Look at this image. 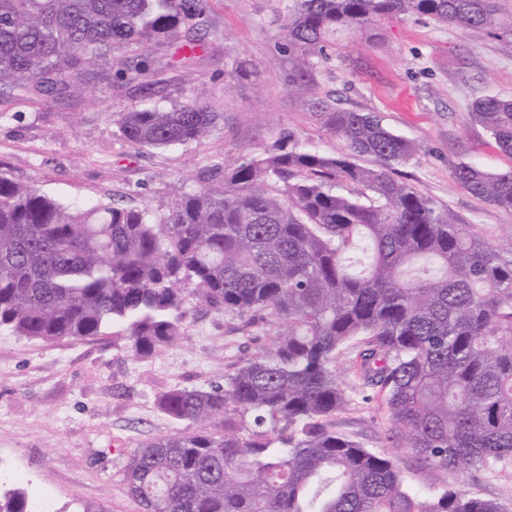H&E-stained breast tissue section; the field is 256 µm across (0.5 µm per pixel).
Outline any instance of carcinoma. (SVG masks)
I'll return each instance as SVG.
<instances>
[{"label":"carcinoma","instance_id":"cac0c4a2","mask_svg":"<svg viewBox=\"0 0 512 512\" xmlns=\"http://www.w3.org/2000/svg\"><path fill=\"white\" fill-rule=\"evenodd\" d=\"M202 12V0H0V100L65 99L117 49L177 44L193 60L204 45L182 32ZM401 15L512 35L496 0H294L284 28L305 56ZM146 72L137 55L115 78L162 94ZM316 109L348 153L291 147L286 132L261 155L204 170L207 187L163 213L65 206L0 174V329L52 342L118 326L146 358L177 343L184 282L245 326L276 328L271 347L224 385L160 396L169 416L199 429L131 458L127 489L143 512H505L452 490L421 499L393 459L327 424L348 403L336 356L353 347L358 388L386 392L391 447L414 453L428 475L512 466V247L467 233L397 178L416 146L381 116ZM219 117L185 103L119 122L129 142L158 150L201 142ZM472 117L512 156V99L479 100ZM455 179L512 210V172L462 164ZM231 406L253 417L246 439ZM0 512L34 507L17 487L0 493Z\"/></svg>","mask_w":512,"mask_h":512}]
</instances>
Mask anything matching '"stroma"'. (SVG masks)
Wrapping results in <instances>:
<instances>
[{"mask_svg":"<svg viewBox=\"0 0 512 512\" xmlns=\"http://www.w3.org/2000/svg\"><path fill=\"white\" fill-rule=\"evenodd\" d=\"M203 3L193 31L205 48L201 59L182 61L171 47L148 52L147 78L163 95L144 96L108 75L62 101H0V173L65 205L116 200L162 212L200 189L201 171L261 154L284 132L299 147L343 153L312 110L325 101L379 114L417 146L399 175L467 232L512 247V211L471 195L454 178L462 163L512 171V157L470 117L476 99H512L511 35L474 37L405 16L379 22L373 39L344 36L327 56L303 60L283 32L292 0ZM195 101L223 114L202 143L138 148L120 130V112ZM184 295L188 315L178 343L142 359L117 327L54 342L0 331V473L44 494L48 512H141L126 491L130 458L147 441L192 428L161 410L160 395L223 384L225 374L271 346L269 332L200 303L192 287ZM328 425L392 457L420 496L460 490L512 512V466L479 477L459 468L433 482L413 453L391 447L385 394L351 391Z\"/></svg>","mask_w":512,"mask_h":512,"instance_id":"stroma-1","label":"stroma"}]
</instances>
